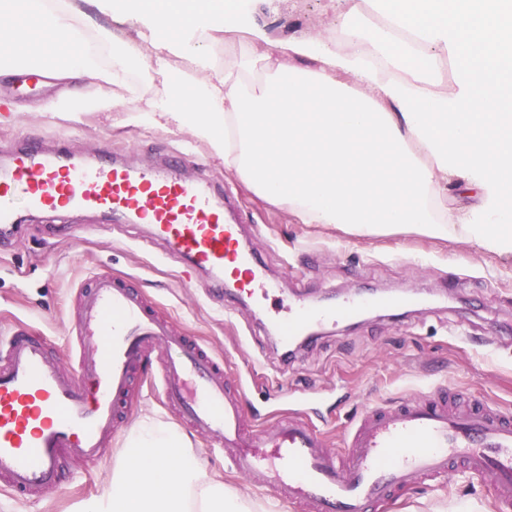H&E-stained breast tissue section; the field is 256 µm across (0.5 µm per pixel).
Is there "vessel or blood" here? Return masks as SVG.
Instances as JSON below:
<instances>
[{
  "instance_id": "b4317fda",
  "label": "vessel or blood",
  "mask_w": 512,
  "mask_h": 512,
  "mask_svg": "<svg viewBox=\"0 0 512 512\" xmlns=\"http://www.w3.org/2000/svg\"><path fill=\"white\" fill-rule=\"evenodd\" d=\"M182 167L170 154L140 170L109 151L86 159L60 145L25 142L0 160V226L16 223L18 200L36 213H102L150 225L168 254L190 271L207 272L216 288L231 282L257 301L277 293L261 262L243 250L239 226L228 221V195L185 179ZM356 309L351 301L299 304L279 327L283 347ZM78 321L85 341L72 370L29 329H14L0 344V487L18 497H39L57 485L65 457L102 458L135 372L154 353L163 366V405L206 446L223 449L238 476H261L297 512H379L412 480L435 481L456 467L512 506L511 412L483 402L458 407L445 389L432 387L362 415L347 433L346 451L332 456L323 434L298 416L249 426L216 355L128 283L109 274L91 278L81 287Z\"/></svg>"
}]
</instances>
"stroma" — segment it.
<instances>
[{
	"label": "stroma",
	"instance_id": "35a3bbf8",
	"mask_svg": "<svg viewBox=\"0 0 512 512\" xmlns=\"http://www.w3.org/2000/svg\"><path fill=\"white\" fill-rule=\"evenodd\" d=\"M268 35L285 42L329 36V0H249ZM46 89L27 93L20 79L0 81V100L19 111L0 123V156L23 139L68 141L83 156L111 150L135 166L153 165L160 154H181L185 177L202 179L230 193L245 249L260 257L269 279L280 285L277 311L268 314L236 295L212 288L208 275L182 280L180 263L161 251L138 247L145 224L116 228L100 216H27L18 232L0 240V341L27 325L45 338L62 364L74 362L81 342L75 333L79 287L99 273L122 276L162 316L200 337L224 359L231 380L242 387L249 422L295 412L327 431L339 444L352 419L373 405L393 403L428 385L463 397L480 396L512 405V258L489 254L450 233L431 238L387 231L353 234L339 224H301L287 205L261 200L210 156L188 130L129 121L124 112H87L80 106L54 114L35 103L57 98ZM387 290L406 293L415 305L360 316L357 324L326 328L292 359H284L269 332L298 300L374 298ZM159 366L146 358L129 397L126 424L156 413L174 421L152 378ZM124 443L116 437L96 463L63 462V485L36 502L0 490V512H73L80 501L105 489L112 462ZM192 446L204 467L225 484L265 499L269 490L231 474L221 453L200 439ZM392 512H495L485 487L459 471L436 483L413 482Z\"/></svg>",
	"mask_w": 512,
	"mask_h": 512
}]
</instances>
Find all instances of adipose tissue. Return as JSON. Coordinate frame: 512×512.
Returning <instances> with one entry per match:
<instances>
[{
  "instance_id": "adipose-tissue-1",
  "label": "adipose tissue",
  "mask_w": 512,
  "mask_h": 512,
  "mask_svg": "<svg viewBox=\"0 0 512 512\" xmlns=\"http://www.w3.org/2000/svg\"><path fill=\"white\" fill-rule=\"evenodd\" d=\"M244 2L0 0V78L32 66L72 81L86 109L127 112L114 88L138 62L163 80L149 119L191 131L299 223L436 238L456 230L512 257V0H341L335 36L285 45ZM371 13L381 22L374 34ZM99 15L130 22L132 36L115 44ZM218 32L251 45L220 72L211 64ZM176 58L190 70L173 69ZM451 185L473 192L475 205L448 209ZM75 512L277 509L227 487L177 425L146 414L128 430L108 489Z\"/></svg>"
}]
</instances>
